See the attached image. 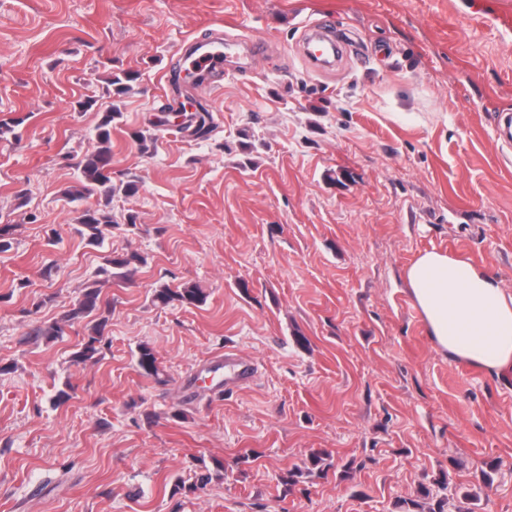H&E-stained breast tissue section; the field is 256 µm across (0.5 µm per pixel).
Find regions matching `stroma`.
<instances>
[{
    "instance_id": "stroma-1",
    "label": "stroma",
    "mask_w": 512,
    "mask_h": 512,
    "mask_svg": "<svg viewBox=\"0 0 512 512\" xmlns=\"http://www.w3.org/2000/svg\"><path fill=\"white\" fill-rule=\"evenodd\" d=\"M506 13L512 0H0V122L16 123L0 137V512H398L444 473L462 489L444 512H512V376L448 360L404 281L436 248L512 291ZM321 18L344 47L325 71L299 50ZM233 36L266 49L199 91L208 138L164 124L169 88L195 85L187 48ZM120 71L138 76L123 95ZM112 109L116 190L95 199L115 224L93 247L64 191ZM131 251L146 263L103 290L98 361L71 360L85 320L33 338ZM186 281L204 305L153 304ZM142 343L165 383L141 374ZM229 353L249 380L220 383ZM318 450L326 472L286 491ZM216 460L220 476L174 493Z\"/></svg>"
}]
</instances>
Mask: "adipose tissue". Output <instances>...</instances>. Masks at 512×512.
I'll use <instances>...</instances> for the list:
<instances>
[{"instance_id":"ef3b65f1","label":"adipose tissue","mask_w":512,"mask_h":512,"mask_svg":"<svg viewBox=\"0 0 512 512\" xmlns=\"http://www.w3.org/2000/svg\"><path fill=\"white\" fill-rule=\"evenodd\" d=\"M411 297L436 347L449 359L512 374V292L466 257L421 251L405 270Z\"/></svg>"}]
</instances>
